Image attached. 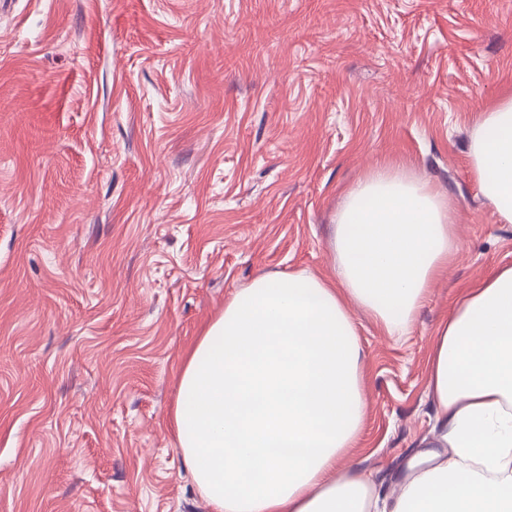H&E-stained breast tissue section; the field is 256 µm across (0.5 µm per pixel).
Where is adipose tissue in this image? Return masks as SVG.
<instances>
[{
  "mask_svg": "<svg viewBox=\"0 0 512 512\" xmlns=\"http://www.w3.org/2000/svg\"><path fill=\"white\" fill-rule=\"evenodd\" d=\"M471 173L512 224V88L482 112ZM454 208L381 165L336 214V278L269 272L236 290L184 359L172 415L211 512H512V265L464 289L428 355L433 427L394 485L338 466L365 410V348L349 303L405 330L458 253Z\"/></svg>",
  "mask_w": 512,
  "mask_h": 512,
  "instance_id": "1",
  "label": "adipose tissue"
}]
</instances>
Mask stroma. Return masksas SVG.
Instances as JSON below:
<instances>
[{
    "label": "stroma",
    "instance_id": "stroma-1",
    "mask_svg": "<svg viewBox=\"0 0 512 512\" xmlns=\"http://www.w3.org/2000/svg\"><path fill=\"white\" fill-rule=\"evenodd\" d=\"M0 7V512H209L170 428L187 348L257 275H336L346 190L395 162L459 253L366 350L352 458L431 425L427 357L512 264L467 159L512 82V0H6Z\"/></svg>",
    "mask_w": 512,
    "mask_h": 512
}]
</instances>
